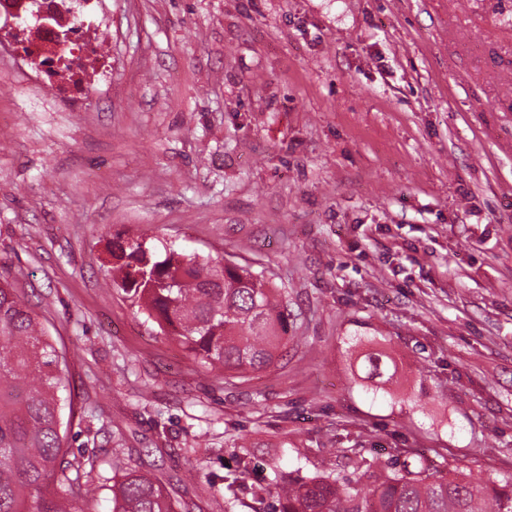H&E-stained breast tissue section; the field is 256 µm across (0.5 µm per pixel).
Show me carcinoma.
Masks as SVG:
<instances>
[{
	"instance_id": "cac0c4a2",
	"label": "carcinoma",
	"mask_w": 512,
	"mask_h": 512,
	"mask_svg": "<svg viewBox=\"0 0 512 512\" xmlns=\"http://www.w3.org/2000/svg\"><path fill=\"white\" fill-rule=\"evenodd\" d=\"M110 286L133 298L205 367L243 376L275 363L288 346V309L276 289L250 269L174 248L157 255L140 239H112ZM60 356L37 313L0 279V512H75L92 493L81 482L86 461L63 443L66 390ZM367 373L391 379L381 353ZM112 512H175L157 478L112 464ZM241 456L224 476V512L249 474ZM281 512H512V484L475 483L444 472L420 454L396 450L351 479L325 473L279 488Z\"/></svg>"
}]
</instances>
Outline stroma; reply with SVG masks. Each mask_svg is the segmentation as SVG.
I'll return each instance as SVG.
<instances>
[{
    "instance_id": "1",
    "label": "stroma",
    "mask_w": 512,
    "mask_h": 512,
    "mask_svg": "<svg viewBox=\"0 0 512 512\" xmlns=\"http://www.w3.org/2000/svg\"><path fill=\"white\" fill-rule=\"evenodd\" d=\"M105 2L107 46L72 52L93 93L0 44V275L67 355L80 512H111L116 456L190 512H224L242 451L234 512L352 473L339 448L512 479V0ZM117 233L261 274L283 356L200 365L106 289ZM367 373L375 378L389 380L393 376L392 367L388 357L381 353L368 354L363 359ZM250 462L247 457L240 456L235 468L224 475V512H233L231 509L236 499V493L249 474Z\"/></svg>"
}]
</instances>
